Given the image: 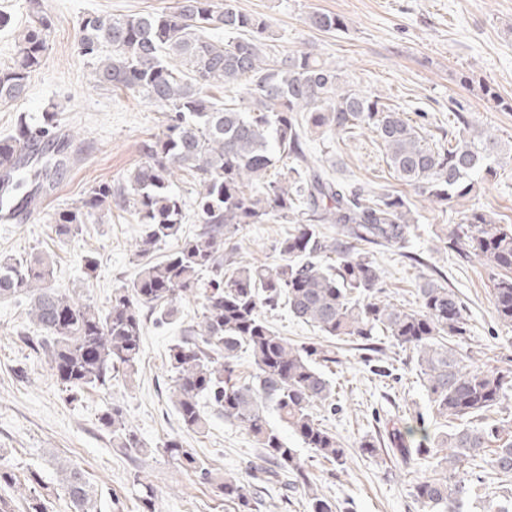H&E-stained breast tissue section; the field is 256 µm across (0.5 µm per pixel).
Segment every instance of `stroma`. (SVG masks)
Listing matches in <instances>:
<instances>
[{
  "label": "stroma",
  "mask_w": 512,
  "mask_h": 512,
  "mask_svg": "<svg viewBox=\"0 0 512 512\" xmlns=\"http://www.w3.org/2000/svg\"><path fill=\"white\" fill-rule=\"evenodd\" d=\"M177 0H41L52 20L40 70L33 74L26 97L0 104V137L12 132L19 114L40 115L49 106L59 112V133L76 131L77 152L67 171L50 191L41 214L0 222V254L33 252L54 255L55 286L76 291L98 307H106L113 289L136 274L131 246L141 234L129 213L113 209L102 220L83 225L76 236L60 239L45 222L46 214L79 204L95 184L120 182L142 160L144 140L161 133L162 110L147 100L112 91L93 80L91 66L77 50L81 19L146 14L173 10ZM239 9L267 16L278 50L310 51L341 66L350 79L403 112L431 142L445 143L456 131L451 103L464 106L475 125L497 136L500 149L512 153V112L488 102L480 89L489 84L512 100V0H236ZM329 11L343 16L346 26L323 33L307 22L310 13ZM10 25L0 30V65H11L18 37L31 20L27 0H0V13ZM475 77L462 84L463 74ZM337 178L386 190L413 203L419 228L411 250L368 246L382 274L384 296L414 309L417 289L428 278L452 289L464 301L466 335L455 348L491 367L512 365V326L500 323L492 301L494 273L478 260L450 248L449 240L465 211L494 212L499 223L512 225V165L470 197L448 204L423 201L400 181L386 163L382 147L365 130L336 138L325 157ZM286 224H247L230 245L241 264L273 265L280 257L278 240ZM95 253L100 264L86 274L83 257ZM29 299L17 295L0 302V448L16 474L37 472L55 479V459H71L87 472L97 493L98 512H237L215 488L202 484L192 471L161 452L163 442L177 438L184 448L205 458L214 473L252 483L260 450L240 426L216 419L208 433L182 427L169 391L167 354L180 337L182 322L198 316L193 297L181 303L182 321L159 329L147 325L143 354L134 380L110 379L106 385L71 397L57 382L44 355L34 353L19 338L31 330ZM274 329L293 344L326 342L336 360L322 369L333 384L334 407L316 406L315 419L348 450L345 467L333 466L289 437L299 449L314 486L337 505V512H421L411 495L414 478L426 463L407 465L387 455L392 426L424 420L434 435L452 432V423L433 415L408 351L382 339L380 357L389 376L374 373L367 351L352 341L324 340L321 332L292 318L287 308L269 312ZM120 405L137 431L145 451L130 455L113 447L100 417ZM374 438L381 451L371 457L359 448ZM150 482L156 496L144 507L134 475Z\"/></svg>",
  "instance_id": "obj_1"
}]
</instances>
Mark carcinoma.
Instances as JSON below:
<instances>
[{"label": "carcinoma", "mask_w": 512, "mask_h": 512, "mask_svg": "<svg viewBox=\"0 0 512 512\" xmlns=\"http://www.w3.org/2000/svg\"><path fill=\"white\" fill-rule=\"evenodd\" d=\"M33 22L19 45V57L0 67V103L26 97L32 74L47 49L50 18L38 0H29ZM310 26L323 33L345 27L338 14L314 11ZM223 30L215 38L213 30ZM267 17L240 10L234 0H179L173 12L121 17L87 15L79 25L77 47L93 61L95 82L139 95L162 108L166 120L158 136L144 142V160L125 181L91 187L81 203L47 215L59 237L117 206L143 225L136 244L137 277L112 291L109 308L51 285L50 257H0V299L19 292L31 295L35 352L47 358L57 380L73 396L103 385L120 370L137 373L146 320L157 327L180 319L187 294L201 305L200 320L182 330L168 351L172 397L184 427L203 432L208 419L200 400L243 427L262 449V465L253 479L264 482L289 474L292 484L311 486L305 463L288 447L276 419L304 447L343 466L347 454L336 435L317 423L312 409L333 402V388L318 368L321 350L294 345L271 326L266 313L280 304L295 319L318 328L328 338L353 337L373 344L386 333L412 353L419 378L436 416L459 422L438 444L448 453L434 457L433 469L448 476L416 479L412 496L424 512H466L480 478L512 473V438L486 453L489 443L512 430V421L489 423L486 413L512 400V367L486 369L458 356L447 341L466 332L464 302L451 289L427 279L419 288L416 309L384 299L380 271L361 245L408 247L419 223L412 204L393 193L340 181L310 153L316 134L332 139L352 129H366L383 146L389 168L431 203L468 197L479 184L497 175L505 157L497 155L495 134L475 128L456 109L461 127L455 144H432L397 109L362 89L332 62L311 52L275 53ZM242 85L245 106L230 95L212 102L206 88ZM57 113H41L35 125L21 118L14 133L0 138V160L12 161L22 180L33 177L34 197L54 185L66 167L69 133L54 136ZM198 186L193 212L174 189L178 173ZM195 218L201 227L180 239L183 224ZM293 224L292 233L275 245L281 262L238 266L224 244L245 224ZM319 224L340 225L328 238ZM175 248L156 261L162 243ZM453 244L464 257L475 256L496 271L492 299L498 320L512 326V226L488 211L471 209L463 216ZM247 347L252 372L238 373L236 357ZM112 445L138 451L142 444L114 406L102 417ZM393 457L403 463L427 459L434 439L425 426L389 432ZM164 453L192 469L204 484L217 489L240 512H257L262 501L234 477L218 479L175 439ZM58 484L43 494L37 474L21 483L0 453V512H94L96 492L85 471L70 460L57 466ZM310 512H336V505L311 490Z\"/></svg>", "instance_id": "obj_1"}]
</instances>
